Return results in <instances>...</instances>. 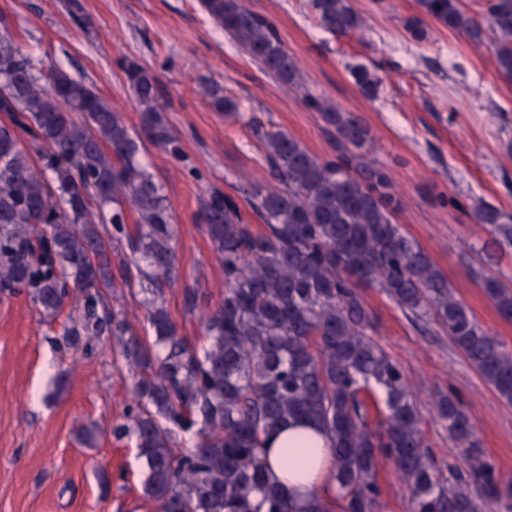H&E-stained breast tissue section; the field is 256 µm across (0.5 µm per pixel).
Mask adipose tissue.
<instances>
[{"label":"adipose tissue","instance_id":"ef3b65f1","mask_svg":"<svg viewBox=\"0 0 512 512\" xmlns=\"http://www.w3.org/2000/svg\"><path fill=\"white\" fill-rule=\"evenodd\" d=\"M334 462L329 436L307 422L292 423L267 438L266 466L271 479L300 502L335 497Z\"/></svg>","mask_w":512,"mask_h":512}]
</instances>
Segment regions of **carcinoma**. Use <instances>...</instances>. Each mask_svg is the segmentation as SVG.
Instances as JSON below:
<instances>
[{
  "instance_id": "1",
  "label": "carcinoma",
  "mask_w": 512,
  "mask_h": 512,
  "mask_svg": "<svg viewBox=\"0 0 512 512\" xmlns=\"http://www.w3.org/2000/svg\"><path fill=\"white\" fill-rule=\"evenodd\" d=\"M214 23L259 69L301 86L297 63L274 25L243 0H201ZM334 36L363 24L351 0H311ZM421 11L481 43L490 38L498 72L512 79V0H489L477 19L461 0H419ZM121 70L140 112L131 129L91 85L62 66L25 53L0 18V291L24 293L52 322L70 299L79 318L57 339L113 341L134 373L133 398L113 437L134 440L145 497L158 512H380L377 477L389 460L411 488V512H512L503 486L481 458L475 426L458 397L437 403L448 436L467 449L441 467L427 450L419 410L400 364L373 338L375 317L362 289L378 287L399 307L440 324L469 364L512 404V350L488 334L458 299L431 257L397 224L402 198L385 167L367 161L371 130L360 115L311 94L333 153L312 154L294 137L262 138L274 183L248 195L264 230L243 222L219 190L200 205L198 223L224 267V297L203 315L204 343L178 332L165 289L179 278L172 207L141 161L150 143L182 156L163 115L157 80L133 60ZM374 96L378 79L349 67ZM217 112L235 100L207 91ZM136 214L129 230L128 212ZM499 246L512 247V220L488 204L474 207ZM131 262L112 268L114 240ZM143 295L151 335L138 336L124 312L109 307L116 275ZM483 287L512 319V288L496 276ZM326 431L335 456L336 496L313 509L286 496L267 473L268 435L290 421ZM183 434L195 437L184 447Z\"/></svg>"
}]
</instances>
